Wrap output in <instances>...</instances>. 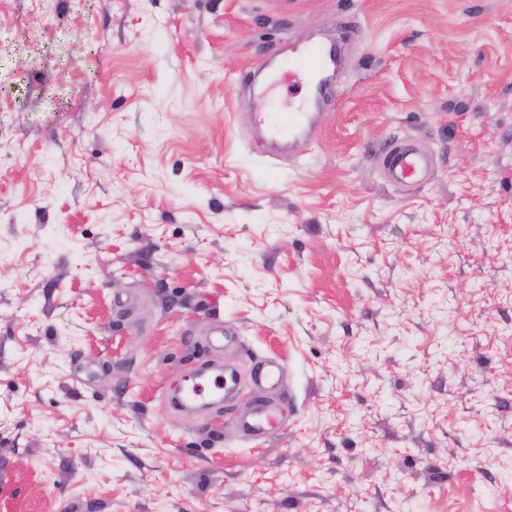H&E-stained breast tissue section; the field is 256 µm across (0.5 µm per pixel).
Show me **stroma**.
<instances>
[{"instance_id":"1","label":"stroma","mask_w":512,"mask_h":512,"mask_svg":"<svg viewBox=\"0 0 512 512\" xmlns=\"http://www.w3.org/2000/svg\"><path fill=\"white\" fill-rule=\"evenodd\" d=\"M0 512H512V0H0ZM293 66H298L304 71L311 81L312 89H320L319 80L324 74L336 70V75L340 69V57L336 49L327 48L320 42H308L296 47V55L292 60ZM256 120L262 124L272 139L296 142L307 134L316 120L312 112L296 107L288 112H257ZM423 164V159L415 156L410 150L395 151L390 160L391 178L396 183H403ZM224 371V380H223ZM208 372H220L210 377L206 383H198L193 386L190 391L192 404L197 407H209L219 405L223 402V397L214 398L213 395L223 390L224 396L235 390L236 377L234 372H229L227 368L223 369L222 365L212 364L207 368V371L202 372L201 375ZM242 427L249 430L254 436H262L269 429L277 425L274 414L266 407H258L253 420L242 422Z\"/></svg>"}]
</instances>
